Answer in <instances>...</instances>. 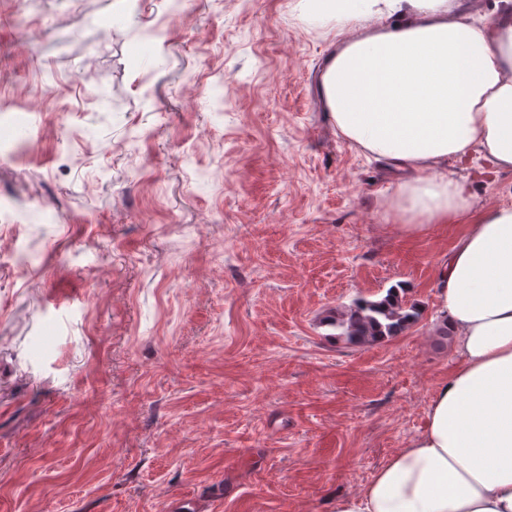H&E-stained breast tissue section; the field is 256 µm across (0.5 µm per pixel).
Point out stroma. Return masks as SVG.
I'll use <instances>...</instances> for the list:
<instances>
[{
  "label": "stroma",
  "mask_w": 512,
  "mask_h": 512,
  "mask_svg": "<svg viewBox=\"0 0 512 512\" xmlns=\"http://www.w3.org/2000/svg\"><path fill=\"white\" fill-rule=\"evenodd\" d=\"M342 41L302 0H0V512H332L418 434L464 224L393 229L320 94ZM450 169L465 224L512 206ZM394 286L405 332L332 337Z\"/></svg>",
  "instance_id": "1"
}]
</instances>
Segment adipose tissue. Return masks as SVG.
<instances>
[{
    "mask_svg": "<svg viewBox=\"0 0 512 512\" xmlns=\"http://www.w3.org/2000/svg\"><path fill=\"white\" fill-rule=\"evenodd\" d=\"M495 19L454 0H331L338 26L395 18L347 41L320 76L343 138L404 173L395 207L444 224L470 207L448 172L479 154L512 170V0ZM437 297L459 362L423 427L333 512H512V207L485 211L442 260Z\"/></svg>",
    "mask_w": 512,
    "mask_h": 512,
    "instance_id": "ef3b65f1",
    "label": "adipose tissue"
}]
</instances>
